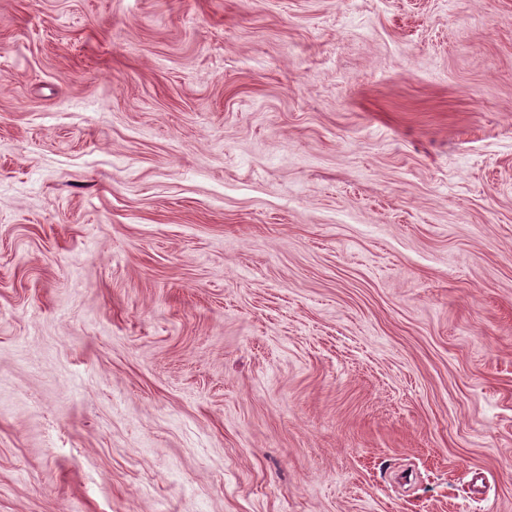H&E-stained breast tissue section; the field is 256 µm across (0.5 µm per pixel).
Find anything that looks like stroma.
<instances>
[{"mask_svg":"<svg viewBox=\"0 0 512 512\" xmlns=\"http://www.w3.org/2000/svg\"><path fill=\"white\" fill-rule=\"evenodd\" d=\"M512 512V0H0V512Z\"/></svg>","mask_w":512,"mask_h":512,"instance_id":"1","label":"stroma"}]
</instances>
